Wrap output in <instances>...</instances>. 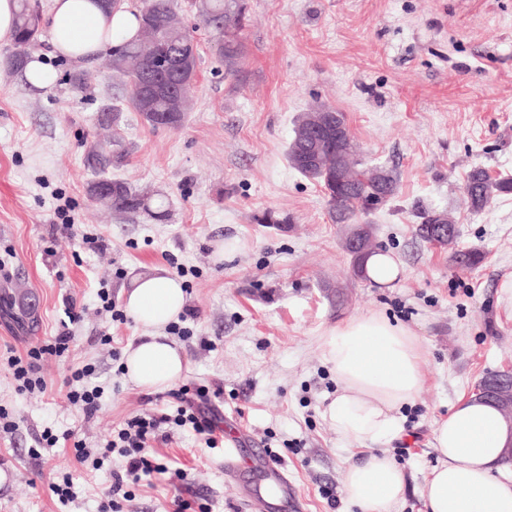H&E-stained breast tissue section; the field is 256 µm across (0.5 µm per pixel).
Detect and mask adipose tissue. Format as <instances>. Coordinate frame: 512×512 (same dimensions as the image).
Listing matches in <instances>:
<instances>
[{
  "instance_id": "obj_1",
  "label": "adipose tissue",
  "mask_w": 512,
  "mask_h": 512,
  "mask_svg": "<svg viewBox=\"0 0 512 512\" xmlns=\"http://www.w3.org/2000/svg\"><path fill=\"white\" fill-rule=\"evenodd\" d=\"M45 25L53 54L75 61L93 59L113 38L133 37L138 29L132 11L105 10L97 0H53ZM185 304L181 281L167 270L133 278L125 308L149 330L123 354L125 375L136 386L163 389L183 377L185 358L162 330L178 320ZM321 348L336 380L323 415L339 439L359 446L357 460L345 470L346 496L358 512H397L405 475L372 444L404 432L402 411L424 385L422 340L374 312L328 330ZM432 437L440 460L425 482L428 512H512V476L503 461L512 428L495 407L475 397L460 400L435 422Z\"/></svg>"
}]
</instances>
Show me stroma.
<instances>
[{"label":"stroma","mask_w":512,"mask_h":512,"mask_svg":"<svg viewBox=\"0 0 512 512\" xmlns=\"http://www.w3.org/2000/svg\"><path fill=\"white\" fill-rule=\"evenodd\" d=\"M190 2L175 8L198 42V75L177 129H152L127 109L126 87L105 56L44 55L56 79L38 88L4 67L14 45L0 43V406L17 423L0 433V512H101L124 461L77 462L74 442L96 448L133 416L177 408L168 390L119 373L113 351L146 330L112 321L97 298L104 287L123 303L130 280L157 267L186 272L193 334L176 341L188 362L184 383L219 390L218 418L242 429V448L287 465L303 512H355L343 487L349 454L323 417L336 388L324 333L381 312L420 336L425 384L404 411L406 437L377 448L405 474L398 512H425L435 420L486 372L512 370V298L501 292L512 280V194L475 211L464 192L477 166L512 177V0H246L242 57L230 70ZM77 71L88 75L81 93L70 84ZM317 104L344 114L365 165L397 178L395 197L368 216L378 250L402 268L392 287L354 275L326 194L288 164L294 121ZM108 106L123 111L130 156L105 174L161 194L167 221L90 200L100 174L85 156L109 135L98 125ZM431 208L452 215L458 247L483 252L481 266L454 271L446 250L417 236ZM267 209L288 224L256 223ZM65 224L77 235L63 233ZM82 233L101 249L84 250ZM63 332L69 352L41 363L46 391L18 392L9 352ZM105 335L112 345L102 344ZM87 363L103 391L92 417L67 400L68 376ZM46 430L58 443L37 447ZM154 450L188 479L178 488L165 474L143 478L126 512H169L177 494L210 512H249L224 474L223 448L173 426ZM65 473L73 496L62 502L48 484Z\"/></svg>","instance_id":"1"}]
</instances>
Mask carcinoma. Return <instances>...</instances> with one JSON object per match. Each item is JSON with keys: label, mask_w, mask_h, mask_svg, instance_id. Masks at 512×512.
<instances>
[{"label": "carcinoma", "mask_w": 512, "mask_h": 512, "mask_svg": "<svg viewBox=\"0 0 512 512\" xmlns=\"http://www.w3.org/2000/svg\"><path fill=\"white\" fill-rule=\"evenodd\" d=\"M194 6L203 25L221 40L218 58L230 66L236 64L242 49L240 31L246 10L245 0H194ZM140 17L141 23L136 36L112 47V71L126 78L130 108L141 115L144 123L153 129L166 127L164 115L168 110L169 97H180L185 103V113L178 118V125L181 126L185 122L186 112L190 111L186 96L190 81L174 70L161 79L163 93L154 98V117L150 119L140 107L142 85L150 77L143 75L138 66L146 48V35L150 30L155 32V39L151 44L154 52L175 53L185 49L196 57L198 44L193 35L175 21L173 0H144ZM15 25L14 50L7 55L5 64L9 69L21 72L25 69L28 55L39 44L40 11L33 0H18ZM103 116L112 123L113 137L108 141H96L90 145L86 162L93 169L108 165L119 167L128 156V148L118 131L119 123L116 122L121 116V109L105 108ZM314 124L315 119L311 114L306 113L297 118L288 144V163L302 176L323 188L336 222H348L363 213L361 197L378 191L372 176L373 169L365 168L351 159L346 165L345 183L337 185L336 137L323 129L319 132L318 140L308 138L305 132ZM88 192L95 203L119 213H139L154 221H164L168 217L164 198L137 191L120 179L101 177L90 183ZM501 194H512V178H494L482 168H474L468 173L465 196L472 209H484L493 198ZM484 259L483 253L476 249L452 250L449 253L451 265L460 271H471L481 265Z\"/></svg>", "instance_id": "obj_1"}]
</instances>
